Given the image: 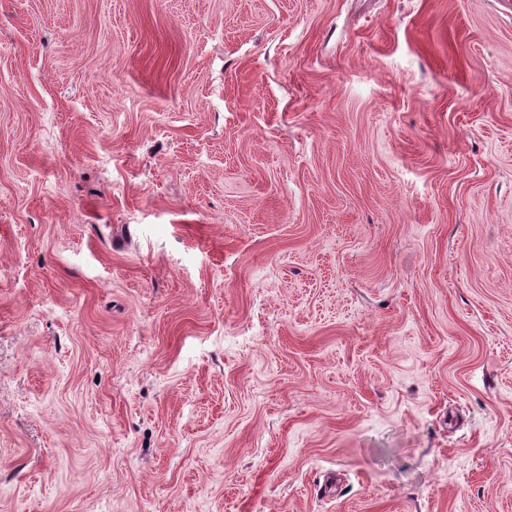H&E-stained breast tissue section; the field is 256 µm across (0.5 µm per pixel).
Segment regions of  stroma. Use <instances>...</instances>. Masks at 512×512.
<instances>
[{
	"mask_svg": "<svg viewBox=\"0 0 512 512\" xmlns=\"http://www.w3.org/2000/svg\"><path fill=\"white\" fill-rule=\"evenodd\" d=\"M0 512H512V0H0Z\"/></svg>",
	"mask_w": 512,
	"mask_h": 512,
	"instance_id": "obj_1",
	"label": "stroma"
}]
</instances>
